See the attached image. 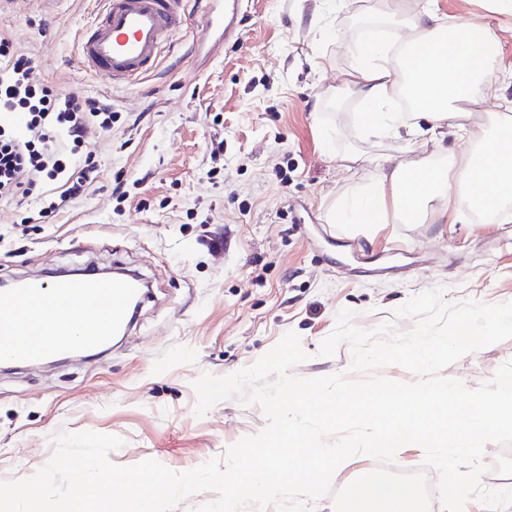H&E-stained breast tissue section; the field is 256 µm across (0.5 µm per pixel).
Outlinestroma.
<instances>
[{
	"mask_svg": "<svg viewBox=\"0 0 512 512\" xmlns=\"http://www.w3.org/2000/svg\"><path fill=\"white\" fill-rule=\"evenodd\" d=\"M355 4L394 32L416 4L446 22L490 19L512 100V16L492 0H244L238 41L212 56L191 55L203 6L184 0L186 24L152 71L125 84L79 61L99 0H0V32L33 57L37 80L107 97L116 113L78 153L96 166L86 197L45 220L50 194L0 203V281L123 267L151 284L119 347L0 370V480L43 467L61 432L124 437L110 455L122 466L193 469L266 424L260 407L235 400L195 417L202 374L235 373L289 331L309 355L295 375L344 371L349 344L318 354L340 310L372 329L439 285L453 303L512 301V223L467 210L443 224H383L370 240L334 223L407 144L357 125L344 43ZM508 361L512 339L442 375L475 388Z\"/></svg>",
	"mask_w": 512,
	"mask_h": 512,
	"instance_id": "35a3bbf8",
	"label": "stroma"
}]
</instances>
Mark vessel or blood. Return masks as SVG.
Instances as JSON below:
<instances>
[{
  "instance_id": "obj_1",
  "label": "vessel or blood",
  "mask_w": 512,
  "mask_h": 512,
  "mask_svg": "<svg viewBox=\"0 0 512 512\" xmlns=\"http://www.w3.org/2000/svg\"><path fill=\"white\" fill-rule=\"evenodd\" d=\"M91 36L81 43V62L112 81L148 71L166 37L186 16L182 0H103ZM207 22L196 40L233 42L239 34L243 0H204ZM138 277L108 279L93 274L45 280L29 276L0 290V358L17 366H37L75 350H94L124 331L134 300L142 298ZM79 311V338L61 322Z\"/></svg>"
}]
</instances>
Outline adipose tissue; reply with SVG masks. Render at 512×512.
Returning a JSON list of instances; mask_svg holds the SVG:
<instances>
[{
	"label": "adipose tissue",
	"instance_id": "obj_1",
	"mask_svg": "<svg viewBox=\"0 0 512 512\" xmlns=\"http://www.w3.org/2000/svg\"><path fill=\"white\" fill-rule=\"evenodd\" d=\"M397 39V63L390 67L379 62L386 47L362 35L347 41L359 59L350 77L366 104L357 119L368 130L396 134L417 116L427 128L414 133L405 156L342 203L337 223L360 225L368 237L380 224H421L429 215L439 221L463 207L496 212L502 223H511L504 204L512 200V121L477 139L469 113L456 108L462 100L505 98L491 53L499 43L495 28L477 16L445 24L436 12L423 11L412 14ZM408 89L418 102L416 113L394 111ZM450 134L462 147L449 167L436 166L432 157L444 152Z\"/></svg>",
	"mask_w": 512,
	"mask_h": 512
}]
</instances>
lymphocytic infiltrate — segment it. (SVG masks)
Listing matches in <instances>:
<instances>
[{
    "instance_id": "obj_1",
    "label": "lymphocytic infiltrate",
    "mask_w": 512,
    "mask_h": 512,
    "mask_svg": "<svg viewBox=\"0 0 512 512\" xmlns=\"http://www.w3.org/2000/svg\"><path fill=\"white\" fill-rule=\"evenodd\" d=\"M2 57L8 65L0 70V112L20 113L24 128L0 125V201L24 204L36 189L59 180L63 190L48 206L49 212H56L91 186L93 166H74L70 158L90 127L111 130L112 105L38 82L32 57L0 34Z\"/></svg>"
}]
</instances>
